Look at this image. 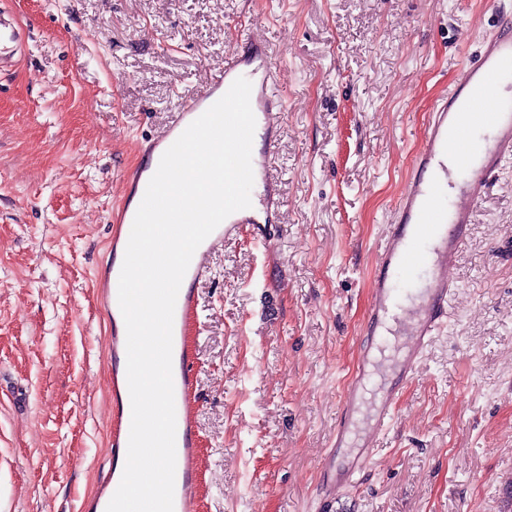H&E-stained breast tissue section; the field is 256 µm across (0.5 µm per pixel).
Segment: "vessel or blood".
<instances>
[{
  "mask_svg": "<svg viewBox=\"0 0 512 512\" xmlns=\"http://www.w3.org/2000/svg\"><path fill=\"white\" fill-rule=\"evenodd\" d=\"M0 7V72L16 67L23 54L22 29L5 21ZM252 84L255 131L266 144L253 156L255 181L261 182L262 212L281 207L280 187L272 179L270 162L281 134L284 98L274 79L269 46L250 40L247 50L226 58L199 93L179 106L167 130L149 142L145 165L129 175L130 191L114 218L112 250L127 247L136 212L163 153L183 131L217 100L238 77ZM512 15L503 16L498 31L483 40L477 56L461 67L447 95L435 100L425 129L424 146L412 157V177L396 206V220L375 264L368 316L355 372L343 396L335 441L323 463L320 494L334 499L338 485L349 482L371 461L375 437L390 423L401 393L455 296L448 271L457 260L490 179L512 162ZM251 225L257 243L274 240L270 223L244 209L228 216L197 248L182 281L173 319V383L176 415L174 512H194L198 476L197 431L191 392L197 381L196 357L185 344L188 320L196 306L194 285L206 273L218 243L235 239ZM122 268L112 261L97 273L98 299L112 315L111 352L127 358V333L119 306ZM131 427V408L115 416L111 437L112 473L96 493L85 498L80 512H106L124 470Z\"/></svg>",
  "mask_w": 512,
  "mask_h": 512,
  "instance_id": "b4317fda",
  "label": "vessel or blood"
}]
</instances>
